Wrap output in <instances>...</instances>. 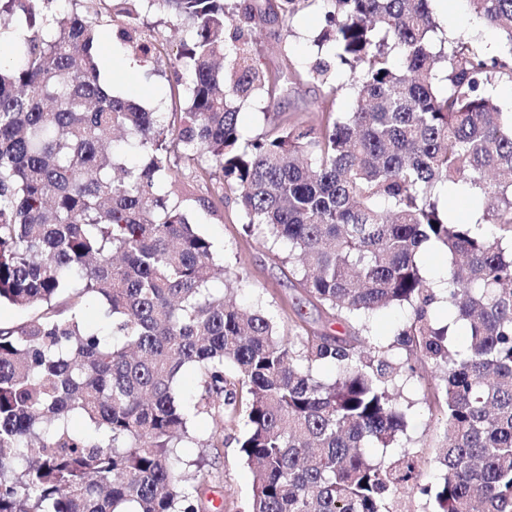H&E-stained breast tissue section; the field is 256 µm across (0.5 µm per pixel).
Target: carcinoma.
<instances>
[{"label":"carcinoma","instance_id":"obj_1","mask_svg":"<svg viewBox=\"0 0 512 512\" xmlns=\"http://www.w3.org/2000/svg\"><path fill=\"white\" fill-rule=\"evenodd\" d=\"M141 63L164 52L146 15L189 22L185 100L149 112L101 74L103 10ZM321 3L311 76L345 67L351 111L319 124L279 119L244 137L240 105L297 78L260 66L242 0H0V305L40 313L0 325V512H205L191 414L224 423L253 473L250 512H399L406 491L433 512H512V112L486 93L512 81V51L487 59L457 38L435 51L430 0H275L291 20ZM512 45V0H467ZM20 42L6 39L17 28ZM137 140L128 166L117 134ZM219 176L218 190L194 183ZM479 190L487 237L445 211L451 185ZM232 201L246 233L288 243L306 292L349 327L410 317L388 346L325 333L284 336L263 310L211 287L228 270L190 221ZM448 266L435 288L420 252ZM94 301L107 326L90 325ZM448 307V322L434 306ZM463 323L466 345L452 342ZM333 365L324 380L313 367ZM435 368L447 416L440 477L415 456L378 460L407 426L395 396ZM191 370L188 405L178 383ZM83 428L72 425L74 418Z\"/></svg>","mask_w":512,"mask_h":512}]
</instances>
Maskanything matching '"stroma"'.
Returning a JSON list of instances; mask_svg holds the SVG:
<instances>
[{"instance_id": "obj_1", "label": "stroma", "mask_w": 512, "mask_h": 512, "mask_svg": "<svg viewBox=\"0 0 512 512\" xmlns=\"http://www.w3.org/2000/svg\"><path fill=\"white\" fill-rule=\"evenodd\" d=\"M429 6L437 24L435 40L465 38L490 59L512 49L501 31L475 18L466 0H430ZM148 23L161 35L167 58L156 66L135 68L125 67L121 59L113 56L108 63L117 72L110 80L113 95L152 110L170 98V89L177 81L172 58L188 38L189 27L185 22L156 16L149 17ZM321 29V10L316 4L299 12L292 21L278 19L263 23L258 34L260 63L270 69L298 71L301 78L288 88H274L242 107L239 124L245 135L254 136L271 129L272 123L265 113L271 101L292 120L318 121L328 105L338 114L350 111L351 89H342L330 99L326 96V86L310 76L319 58L314 40ZM195 221L200 231L212 239L225 265L234 273L233 285L239 301L259 304L287 335L294 334L301 324L319 333L347 335V328L331 322L323 307L300 287L291 265L284 261L287 247L247 237L234 207H226L220 217L197 213ZM433 383L434 372L426 365L418 369L404 388L399 403L407 410L408 426L394 447L395 452L407 451L416 456L422 478L427 482L436 481L439 475L437 454L447 422L444 412L433 402ZM244 431L240 423L225 426L224 446L210 460L206 497L213 505L222 506L223 512L250 510L253 475L237 444Z\"/></svg>"}]
</instances>
